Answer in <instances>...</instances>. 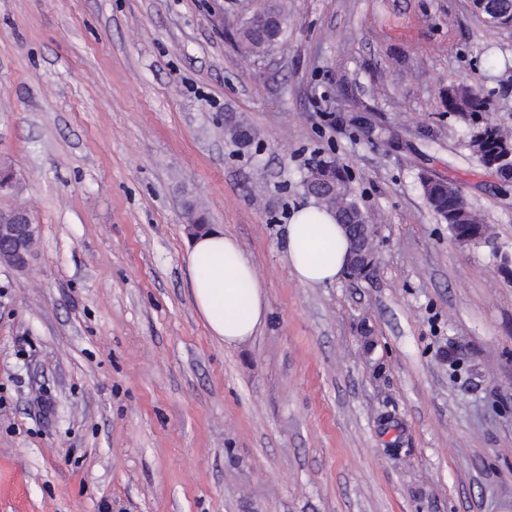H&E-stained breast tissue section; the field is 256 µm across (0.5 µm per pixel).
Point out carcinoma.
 I'll list each match as a JSON object with an SVG mask.
<instances>
[{
  "instance_id": "cac0c4a2",
  "label": "carcinoma",
  "mask_w": 512,
  "mask_h": 512,
  "mask_svg": "<svg viewBox=\"0 0 512 512\" xmlns=\"http://www.w3.org/2000/svg\"><path fill=\"white\" fill-rule=\"evenodd\" d=\"M286 27L287 15L283 7L272 0L260 4L250 14L234 22L237 44L249 56H261L272 51L281 41ZM447 104L450 112L487 111L486 100L476 89L468 86L448 87ZM509 143H512L511 135L487 122L471 136L469 146L478 160L486 164ZM302 185L307 194L342 215L346 223H365L366 215L353 195L348 175L336 160L318 158ZM421 186L428 206L448 224L457 241L478 246L480 242L475 240L476 236L491 234L490 226L479 219L452 183L424 178Z\"/></svg>"
}]
</instances>
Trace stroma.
Listing matches in <instances>:
<instances>
[{"label": "stroma", "mask_w": 512, "mask_h": 512, "mask_svg": "<svg viewBox=\"0 0 512 512\" xmlns=\"http://www.w3.org/2000/svg\"><path fill=\"white\" fill-rule=\"evenodd\" d=\"M250 7L0 0V210L40 226L0 266V512H512V189L444 102L466 82L512 133V30L472 0H288L248 57ZM319 156L375 226L370 277L288 268ZM425 177L493 247L452 238ZM190 203L265 283L241 345L187 288ZM286 23L281 5L273 1L261 3L247 16L234 20L237 44L248 56L265 55L281 41ZM421 186L428 206L448 224L457 241L481 246L484 244L474 240L476 236L487 234L492 237L490 226L483 224L452 183L442 179L424 178Z\"/></svg>", "instance_id": "obj_1"}]
</instances>
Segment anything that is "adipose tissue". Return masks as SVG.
Masks as SVG:
<instances>
[{
  "instance_id": "adipose-tissue-1",
  "label": "adipose tissue",
  "mask_w": 512,
  "mask_h": 512,
  "mask_svg": "<svg viewBox=\"0 0 512 512\" xmlns=\"http://www.w3.org/2000/svg\"><path fill=\"white\" fill-rule=\"evenodd\" d=\"M285 250L291 274L303 285L336 282L349 261L344 228L315 202L292 214ZM187 264L192 298L211 335L228 346L254 336L267 313L265 284L237 239L219 229L200 233Z\"/></svg>"
}]
</instances>
